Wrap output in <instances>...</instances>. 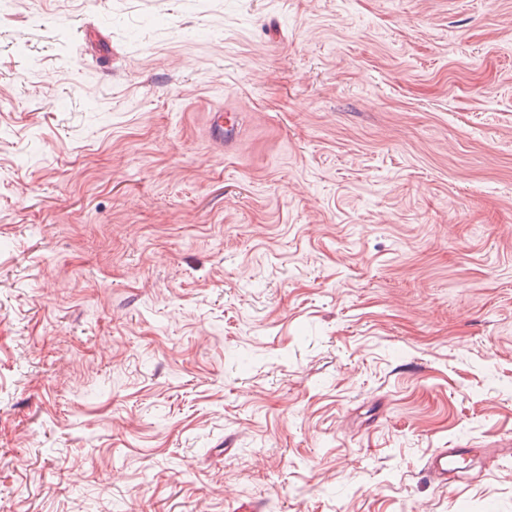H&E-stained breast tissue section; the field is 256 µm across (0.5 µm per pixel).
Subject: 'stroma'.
I'll use <instances>...</instances> for the list:
<instances>
[{
	"label": "stroma",
	"instance_id": "obj_1",
	"mask_svg": "<svg viewBox=\"0 0 512 512\" xmlns=\"http://www.w3.org/2000/svg\"><path fill=\"white\" fill-rule=\"evenodd\" d=\"M252 507L512 512V0H0V512ZM208 134L210 140L217 146H224V150L234 148L240 136L237 115L223 109L213 112ZM468 454L467 448H438L427 459V471L444 487L463 482L456 462Z\"/></svg>",
	"mask_w": 512,
	"mask_h": 512
}]
</instances>
